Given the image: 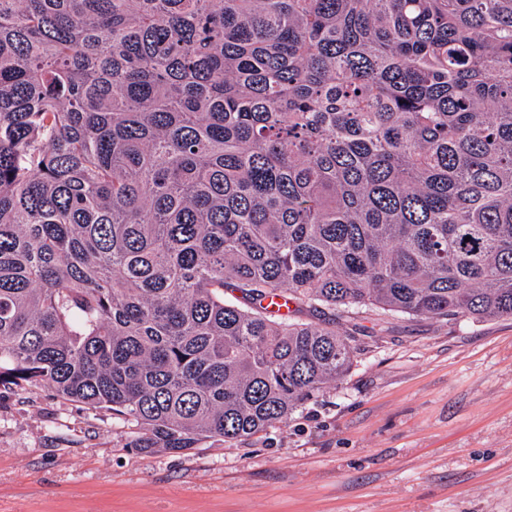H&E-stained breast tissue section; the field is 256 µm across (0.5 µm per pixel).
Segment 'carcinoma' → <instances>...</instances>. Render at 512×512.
I'll use <instances>...</instances> for the list:
<instances>
[{"label": "carcinoma", "instance_id": "carcinoma-1", "mask_svg": "<svg viewBox=\"0 0 512 512\" xmlns=\"http://www.w3.org/2000/svg\"><path fill=\"white\" fill-rule=\"evenodd\" d=\"M512 316V0H0V390L182 453Z\"/></svg>", "mask_w": 512, "mask_h": 512}]
</instances>
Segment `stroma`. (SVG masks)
<instances>
[{
  "mask_svg": "<svg viewBox=\"0 0 512 512\" xmlns=\"http://www.w3.org/2000/svg\"><path fill=\"white\" fill-rule=\"evenodd\" d=\"M334 322L342 381L182 454L50 388L0 393V512H512V317Z\"/></svg>",
  "mask_w": 512,
  "mask_h": 512,
  "instance_id": "stroma-1",
  "label": "stroma"
}]
</instances>
